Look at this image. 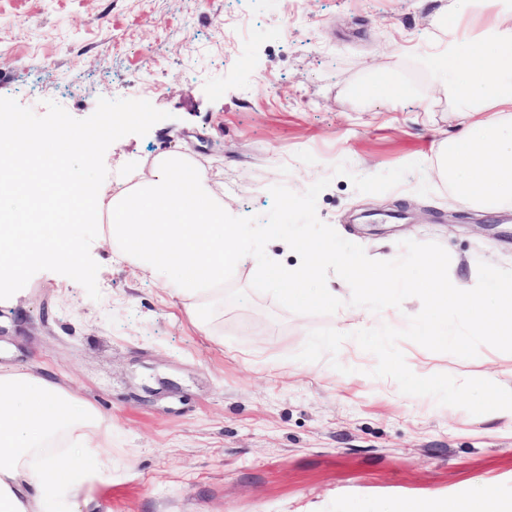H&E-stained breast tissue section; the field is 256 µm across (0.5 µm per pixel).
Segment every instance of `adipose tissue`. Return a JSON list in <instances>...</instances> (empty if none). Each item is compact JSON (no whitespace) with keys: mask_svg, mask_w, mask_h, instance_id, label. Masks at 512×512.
<instances>
[{"mask_svg":"<svg viewBox=\"0 0 512 512\" xmlns=\"http://www.w3.org/2000/svg\"><path fill=\"white\" fill-rule=\"evenodd\" d=\"M453 28L432 58L436 80L469 115L439 148V175L473 204H512V7L460 0ZM98 413L40 375L0 370V512H56L76 500L106 457Z\"/></svg>","mask_w":512,"mask_h":512,"instance_id":"obj_1","label":"adipose tissue"}]
</instances>
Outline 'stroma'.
<instances>
[{
  "instance_id": "stroma-1",
  "label": "stroma",
  "mask_w": 512,
  "mask_h": 512,
  "mask_svg": "<svg viewBox=\"0 0 512 512\" xmlns=\"http://www.w3.org/2000/svg\"><path fill=\"white\" fill-rule=\"evenodd\" d=\"M458 15V0H0V97L40 116L52 100L84 119L101 97L168 112L109 146L102 197L165 151L223 186L235 217L268 213L271 186L327 176L320 221L374 259L438 242L463 288L479 262L512 268V208L460 200L437 175L466 117L425 60ZM377 71L392 96L368 94ZM342 161L361 176L422 169L363 194L334 175ZM90 254L100 300L52 271L0 299V366L50 376L100 415L107 464L82 512H441L487 485L512 506V426L372 377L350 335L376 318L292 313L252 290L248 263L206 333L100 241ZM317 328L345 334L348 373L297 361ZM398 347L417 375L512 387V353Z\"/></svg>"
}]
</instances>
